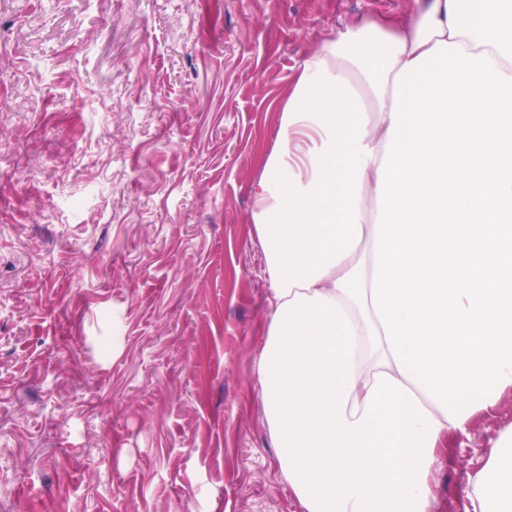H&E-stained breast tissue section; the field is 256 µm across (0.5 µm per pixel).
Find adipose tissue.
I'll list each match as a JSON object with an SVG mask.
<instances>
[{"label":"adipose tissue","instance_id":"adipose-tissue-1","mask_svg":"<svg viewBox=\"0 0 512 512\" xmlns=\"http://www.w3.org/2000/svg\"><path fill=\"white\" fill-rule=\"evenodd\" d=\"M264 168L258 370L288 487L301 512H432L449 436L512 390V0L346 23ZM466 512H512V431Z\"/></svg>","mask_w":512,"mask_h":512}]
</instances>
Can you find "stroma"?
Wrapping results in <instances>:
<instances>
[{
    "label": "stroma",
    "mask_w": 512,
    "mask_h": 512,
    "mask_svg": "<svg viewBox=\"0 0 512 512\" xmlns=\"http://www.w3.org/2000/svg\"><path fill=\"white\" fill-rule=\"evenodd\" d=\"M411 2L0 0V512H300L253 186L313 47ZM475 427L433 512H465L512 392Z\"/></svg>",
    "instance_id": "obj_1"
}]
</instances>
